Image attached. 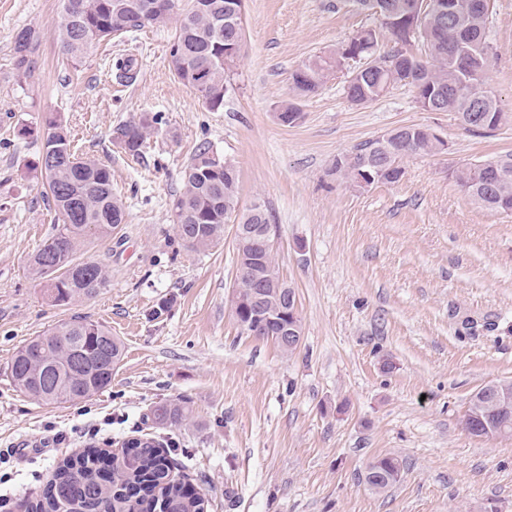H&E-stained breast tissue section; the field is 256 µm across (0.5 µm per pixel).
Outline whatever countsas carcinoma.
Masks as SVG:
<instances>
[{
  "label": "carcinoma",
  "mask_w": 512,
  "mask_h": 512,
  "mask_svg": "<svg viewBox=\"0 0 512 512\" xmlns=\"http://www.w3.org/2000/svg\"><path fill=\"white\" fill-rule=\"evenodd\" d=\"M154 0H62L57 38L64 53L75 60L93 42L111 36L121 37L145 27H175L170 62L177 80L196 91L204 108L217 112L233 90L227 71L239 55L224 59V42L244 39L242 16L233 11L237 0H170V12H155ZM361 8L377 13L407 12L411 0H356ZM456 20L444 26L425 21L419 37L426 42L425 61L410 54L409 37H391L393 46L379 49L376 31L363 30L351 38L362 54L375 56L378 67L367 75L348 77V100L365 105L389 88L402 84L412 89L423 110L452 112L466 130L477 136L494 132L476 122H468L473 111L472 96H481L480 110L499 112L498 99L486 78L491 54H482L468 42L486 34L488 19L465 10L458 0ZM96 34L95 41L82 38ZM41 35L30 28L16 39L18 56L15 69L31 75V54ZM348 45L318 55L294 71V97L316 92L336 70L349 63ZM46 138L41 157V173L59 214L61 227L46 239L31 259L32 274L53 287V301L68 305L75 299L90 297L108 283V273L97 262H79L78 246L89 236H107L124 222L121 201L112 193V172L104 164L78 157L71 135L58 116L45 120ZM152 134L147 118L129 121L116 128L115 139L124 153L137 157ZM441 152L439 143L426 126H399L384 135L359 145L332 164L328 174L348 183L369 173L376 183L401 180V160L407 156H431ZM497 172L491 174L477 163L448 170L452 178L475 204L495 211L512 212V153L495 157ZM170 218L180 239L194 250H205L224 239V224L235 222V232L262 234L271 227L267 207L257 211L239 209L236 167H224V156L203 143L192 154L183 173L181 190L173 195ZM254 266L262 272L264 288L259 301L264 312L276 316L288 309L294 290L279 283L274 251L250 254L237 250L236 266ZM123 353L121 342L104 325L85 316H75L42 336L18 348L8 370L20 392L44 404L75 402L102 392L112 384V371ZM193 410L187 401L158 405L152 420L169 427L188 424ZM487 423L486 410L468 405L464 425L480 437ZM101 451L91 447L64 461L57 469L43 498L27 500L20 512H207L208 500L191 493L175 467L152 437L133 439L123 444L112 459L111 478L101 473ZM400 475L399 460L386 454L367 466L366 484L382 492L395 484Z\"/></svg>",
  "instance_id": "carcinoma-1"
}]
</instances>
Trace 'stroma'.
I'll use <instances>...</instances> for the list:
<instances>
[{"instance_id": "obj_1", "label": "stroma", "mask_w": 512, "mask_h": 512, "mask_svg": "<svg viewBox=\"0 0 512 512\" xmlns=\"http://www.w3.org/2000/svg\"><path fill=\"white\" fill-rule=\"evenodd\" d=\"M235 90L206 111L174 79L172 29L147 27L96 43L76 62L54 31L60 0H0V475L10 501L41 497L58 463L87 446L119 451L135 431L189 452L178 470L208 512H512V436L468 433L470 397L512 381V213L469 201L448 176L458 163L512 152V121L489 137L449 112L422 110L405 86L365 106L344 91L346 70L275 117L291 75L309 58L379 22L353 0H244ZM42 41L30 76L14 68L16 35ZM487 72L512 114V0H491ZM138 63L133 83L117 59ZM66 121L78 153L112 171L125 221L77 252L109 281L97 295L52 303L31 255L58 228L38 167L44 120ZM148 116L157 130L141 158L113 141ZM425 125L447 151L410 156L396 183L360 189L333 179L336 157L403 125ZM30 127L31 135L17 131ZM209 142L239 171L241 205L271 214L281 279L294 288L302 342L291 355L249 336L231 310L233 224L216 247L179 239L171 196L195 147ZM176 296L165 316L150 313ZM80 314L124 346L111 386L86 401L42 405L17 390L7 365L24 342ZM189 401L193 423L156 428L151 408ZM391 454L399 480L377 493L368 463Z\"/></svg>"}]
</instances>
